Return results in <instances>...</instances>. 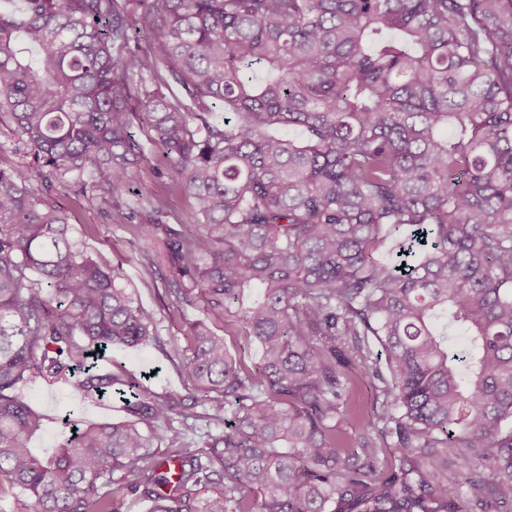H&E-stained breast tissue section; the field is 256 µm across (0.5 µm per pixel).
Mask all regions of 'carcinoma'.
<instances>
[{
  "label": "carcinoma",
  "instance_id": "cac0c4a2",
  "mask_svg": "<svg viewBox=\"0 0 512 512\" xmlns=\"http://www.w3.org/2000/svg\"><path fill=\"white\" fill-rule=\"evenodd\" d=\"M0 127V499L512 512V0H0ZM60 188L136 196L143 266L204 314L167 353L191 395L99 365L156 314ZM38 380L125 418L38 454ZM150 158L151 160L147 164L134 169L135 186L142 191L143 195L164 193L169 200L168 217L164 220L173 224L176 218L189 207L190 201L178 191L166 190L162 187L161 181L156 178L152 170L156 161L153 156H150Z\"/></svg>",
  "mask_w": 512,
  "mask_h": 512
}]
</instances>
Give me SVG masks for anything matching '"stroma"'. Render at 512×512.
<instances>
[{
    "label": "stroma",
    "mask_w": 512,
    "mask_h": 512,
    "mask_svg": "<svg viewBox=\"0 0 512 512\" xmlns=\"http://www.w3.org/2000/svg\"><path fill=\"white\" fill-rule=\"evenodd\" d=\"M54 201L70 215L75 228L86 224L95 226V233L84 239L87 251L122 263L129 288L145 307L155 311L158 318L160 345L116 350L112 353L113 358L122 361L135 374H147L146 384L152 390L183 389L184 382L171 367L166 353L172 338L182 336L188 321L196 319V312L180 315L168 300L158 276L147 273L139 264L138 240L119 221L116 208L95 199L76 197L69 191L56 192Z\"/></svg>",
    "instance_id": "stroma-1"
}]
</instances>
